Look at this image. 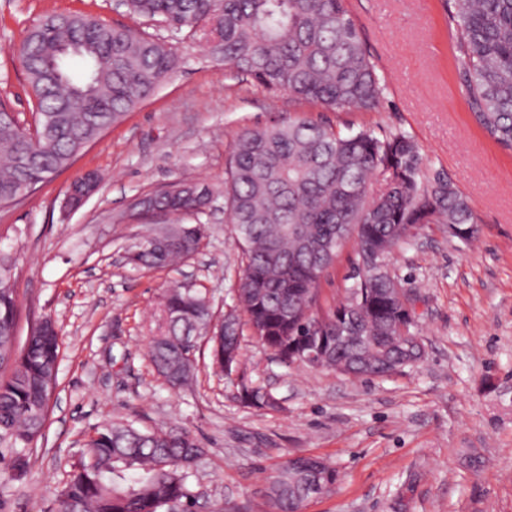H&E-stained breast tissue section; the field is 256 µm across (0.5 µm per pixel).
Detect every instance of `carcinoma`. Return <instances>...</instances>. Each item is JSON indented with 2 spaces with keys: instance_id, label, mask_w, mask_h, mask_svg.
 <instances>
[{
  "instance_id": "obj_1",
  "label": "carcinoma",
  "mask_w": 512,
  "mask_h": 512,
  "mask_svg": "<svg viewBox=\"0 0 512 512\" xmlns=\"http://www.w3.org/2000/svg\"><path fill=\"white\" fill-rule=\"evenodd\" d=\"M456 67L478 125L512 150V0H446ZM138 20L161 21L171 38L188 29L209 56L266 89L327 111L372 112L382 85L345 0H126ZM36 112L37 139L0 102V207L17 201L19 188L47 182L69 167L88 143L150 97L179 61L172 44L85 14H51L29 29L16 50ZM421 157L404 134L380 138L369 129L342 134L305 120H277L234 140L224 178V214L241 251L231 328L212 326L205 297L178 287L162 294L164 326L152 340L150 361L173 389L193 383L201 339L211 344V367L224 374V354L243 361L245 342L272 351L281 365L306 363L320 337L321 320L361 333L388 350V358L421 360L416 348L390 335L404 320L394 269L379 266L359 282V309L349 316L338 301L319 304V283L345 242L354 262L375 246L389 251L408 243L396 230L451 224L457 238L474 233L473 208L451 180H421ZM200 188L182 184L148 196L149 211L172 217L135 246L129 264L155 269L200 248L202 225L183 223L195 213ZM0 275V436L15 448L42 436L48 400L57 384L59 341L54 330L31 332L15 347L18 299ZM353 355L334 345L322 368L348 373ZM248 408L275 409L272 392L251 380L238 387ZM87 459L74 465L58 492V512H192L188 484L205 449L176 427L141 430L103 423L88 434ZM336 481V467L317 456L288 459L273 470L265 512H296L317 484Z\"/></svg>"
}]
</instances>
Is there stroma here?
Segmentation results:
<instances>
[{
  "label": "stroma",
  "instance_id": "1",
  "mask_svg": "<svg viewBox=\"0 0 512 512\" xmlns=\"http://www.w3.org/2000/svg\"><path fill=\"white\" fill-rule=\"evenodd\" d=\"M383 92L372 112L308 109L225 69L191 40L178 68L126 119L24 200L0 208V254L14 264L18 336L44 318L60 336L57 389L19 479L0 471V512H56L57 494L103 422L141 429L171 424L205 448L189 478L195 512H262L266 474L294 455L333 463L335 491L306 512H512V151L476 123L454 65L444 0H347ZM87 12L113 26L135 21L113 0H0V100L29 121L28 84L15 49L51 13ZM309 117L346 132L405 134L427 178H450L473 206L475 237L431 224L393 258L425 344L415 366L385 378H350L307 365L284 368L255 342L249 377L273 389L277 409H249L197 355L192 386L170 390L149 346L159 297L177 286L223 314L236 286L238 249L224 220L231 144L272 119ZM98 190L78 210L62 206L85 171ZM178 183L210 190L199 213L201 250L144 271L125 255L163 217H131L134 202ZM356 244L347 241L320 283L322 306L342 299Z\"/></svg>",
  "mask_w": 512,
  "mask_h": 512
}]
</instances>
